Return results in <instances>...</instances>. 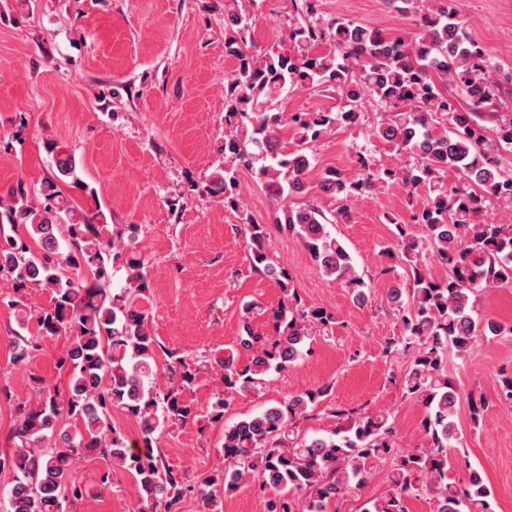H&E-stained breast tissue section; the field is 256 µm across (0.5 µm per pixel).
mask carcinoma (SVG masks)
<instances>
[{"instance_id": "1", "label": "carcinoma", "mask_w": 512, "mask_h": 512, "mask_svg": "<svg viewBox=\"0 0 512 512\" xmlns=\"http://www.w3.org/2000/svg\"><path fill=\"white\" fill-rule=\"evenodd\" d=\"M291 2L290 49L260 53L251 42L253 14L239 0H224V52L236 65L224 82L223 161L202 191L242 213L252 271L279 278L285 297L271 312L272 334H257L246 321L244 335L215 359L224 390L203 413L221 419L237 398L259 394L271 374L288 369L337 323L335 313L303 300L287 272L276 267L269 254L271 229L297 237L324 275L362 300L367 283L328 225L350 221L360 196L397 185L407 193L411 222L423 235L399 226L381 249L396 259L384 273L410 280L409 287L388 291L401 329L387 339L384 355L410 358L402 391L420 406L427 446L402 451L388 414L342 407L331 409L341 421L331 436L299 435L298 421L324 401L332 389L326 385L227 425L219 450L223 468L197 484L153 455L166 428L197 422L203 414L184 399L201 366L166 348L137 305L149 294L145 257L126 260L131 287L111 293L114 261L123 247L137 245L135 225H129L126 242L117 244L106 222L74 221L58 183L80 184V164L52 144L55 172L44 182L42 200L29 201L20 184L0 196V277L12 289L8 306L20 329L14 359L25 361L47 338L68 337L58 366L69 374V388L50 391L40 379L36 402L17 405L13 448L0 452V477H8L6 512H70L89 493L73 469V460L86 454L135 475L146 498L138 512H178L188 494L197 497L199 512H212L219 495L253 483L271 491L268 512H332L365 484L370 464L382 461L392 463L388 488L363 512H406V497L420 490L433 495L437 512H496L492 490L478 472L469 471L465 480L448 478V448L463 394L445 366L450 346L466 358L480 337L512 336V324L482 318L473 301L483 289L512 288V224L484 220L493 210L512 213V169L500 161L512 150V110L500 103L501 82L512 83V75L500 73L469 37L453 0H385L412 22L409 36L325 18L319 0ZM319 44L328 50L314 52ZM294 87L330 90L340 103L334 112L287 114L277 102ZM367 102L382 112L373 137L400 162L379 167L370 153L357 149L351 168L324 170L319 190L340 201L333 220L311 202L288 206V198L313 190V145L338 128L360 127ZM289 128L299 136L291 149L283 136ZM242 168L257 169L280 202L268 224L244 212ZM434 263L446 268L444 277L432 274ZM34 287L50 294L47 306L29 302ZM161 361L162 385L156 382ZM114 408L137 421L146 453L128 448L112 427ZM69 420L82 430L57 431L59 422Z\"/></svg>"}]
</instances>
